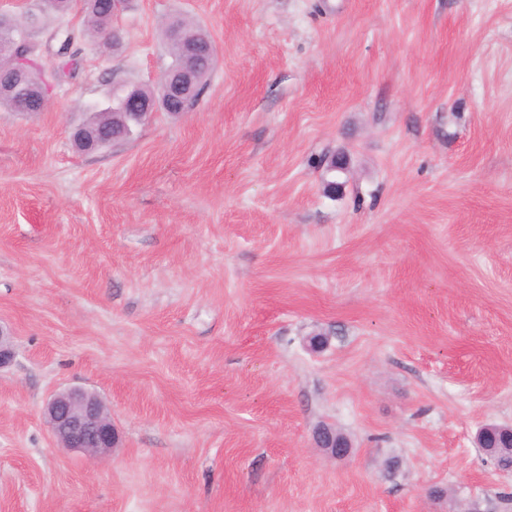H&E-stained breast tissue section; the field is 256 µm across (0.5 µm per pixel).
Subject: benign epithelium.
Here are the masks:
<instances>
[{
    "mask_svg": "<svg viewBox=\"0 0 512 512\" xmlns=\"http://www.w3.org/2000/svg\"><path fill=\"white\" fill-rule=\"evenodd\" d=\"M185 63L170 71L164 81V103L182 100L196 89V73L200 66L199 57L195 54V45L185 48ZM0 69L20 79L26 78L24 65L26 59L20 50L11 53L0 50ZM122 110L136 109L146 115L156 110L154 102H144L131 95L119 101ZM15 357L13 336L10 331L0 325V370L11 365ZM44 415L49 431L60 447L78 451L90 456L107 453L115 447L118 433L112 425V417L103 401L93 392L82 388H69L54 393L47 401ZM316 445L330 451L333 456L343 457L350 444L336 434L335 429L322 425L315 431Z\"/></svg>",
    "mask_w": 512,
    "mask_h": 512,
    "instance_id": "1",
    "label": "benign epithelium"
}]
</instances>
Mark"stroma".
I'll use <instances>...</instances> for the list:
<instances>
[{"label": "stroma", "mask_w": 512, "mask_h": 512, "mask_svg": "<svg viewBox=\"0 0 512 512\" xmlns=\"http://www.w3.org/2000/svg\"><path fill=\"white\" fill-rule=\"evenodd\" d=\"M181 16L216 48L190 111L78 151L88 104L158 83ZM113 23L44 111H0V512H512L474 444L512 425V0H132ZM72 387L104 400L108 454L51 437ZM316 445L318 448L329 450L332 456L343 457L348 452L346 448H350V444L345 441L343 437L336 434L335 429L328 425H321L315 431Z\"/></svg>", "instance_id": "1"}]
</instances>
